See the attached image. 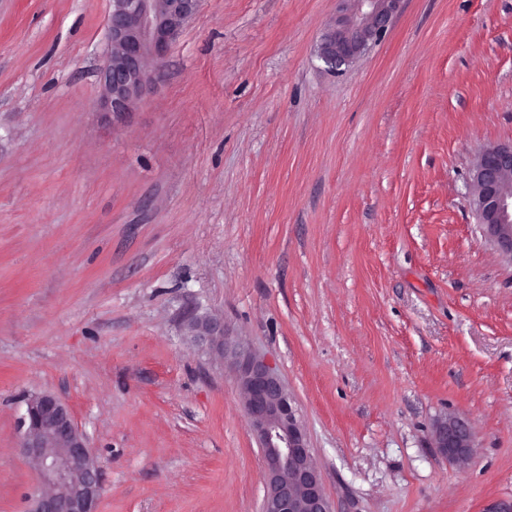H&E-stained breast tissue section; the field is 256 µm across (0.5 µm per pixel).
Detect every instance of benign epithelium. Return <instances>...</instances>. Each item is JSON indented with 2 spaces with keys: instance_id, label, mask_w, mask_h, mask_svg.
<instances>
[{
  "instance_id": "1",
  "label": "benign epithelium",
  "mask_w": 512,
  "mask_h": 512,
  "mask_svg": "<svg viewBox=\"0 0 512 512\" xmlns=\"http://www.w3.org/2000/svg\"><path fill=\"white\" fill-rule=\"evenodd\" d=\"M201 0H112L108 51L100 69L101 106L119 118L140 103L151 75L146 63L162 64ZM320 57L336 69L362 55L392 24L402 0H340ZM479 223L499 251L512 259V142L491 144L478 154L470 176ZM224 352L243 393L244 412L263 457V512H332L321 473L311 460L306 431L296 418L277 371L244 345L201 324ZM22 452L42 467L46 491L29 512H97L100 466L70 408L51 393L27 398L21 421ZM431 445L455 465L473 448L468 425L456 417L437 421Z\"/></svg>"
}]
</instances>
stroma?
I'll list each match as a JSON object with an SVG mask.
<instances>
[{
  "label": "stroma",
  "instance_id": "1",
  "mask_svg": "<svg viewBox=\"0 0 512 512\" xmlns=\"http://www.w3.org/2000/svg\"><path fill=\"white\" fill-rule=\"evenodd\" d=\"M338 0H202L101 111L112 0H0V512L28 396L65 402L98 512H262L218 320L282 377L333 512L512 505V259L470 193L512 142V0H403L350 66ZM457 416L465 467L430 443Z\"/></svg>",
  "mask_w": 512,
  "mask_h": 512
}]
</instances>
